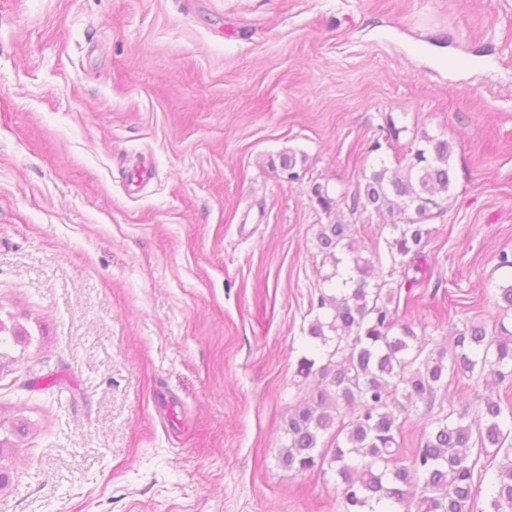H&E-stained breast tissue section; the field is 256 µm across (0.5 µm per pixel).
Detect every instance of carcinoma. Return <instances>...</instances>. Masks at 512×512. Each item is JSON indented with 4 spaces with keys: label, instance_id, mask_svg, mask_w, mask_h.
Listing matches in <instances>:
<instances>
[{
    "label": "carcinoma",
    "instance_id": "1",
    "mask_svg": "<svg viewBox=\"0 0 512 512\" xmlns=\"http://www.w3.org/2000/svg\"><path fill=\"white\" fill-rule=\"evenodd\" d=\"M453 148L425 134L398 165L376 159L351 193V212L373 209L397 213L390 225L388 283L374 280L375 264L352 236L351 225L333 220L319 225L317 243L333 266L327 280L335 292L319 298L327 310L308 326L314 355L298 362L297 376L311 386L282 421L286 442L278 462L303 474L332 472L342 512H475L485 495L484 512H512V409L484 398L481 413L452 409L431 422L420 447L406 453L396 434L418 404L432 409L448 375L477 381L512 379V284L499 288L498 318L489 326L470 320L454 328L448 350L427 349L428 340L399 317L401 298H410L419 279L421 249L430 231L428 202L439 204L453 181ZM280 169L295 180L297 155H278ZM321 210L332 215L337 200L320 183L312 188ZM330 441H325V437ZM504 454V462L475 483L473 452Z\"/></svg>",
    "mask_w": 512,
    "mask_h": 512
}]
</instances>
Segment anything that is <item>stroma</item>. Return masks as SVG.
Listing matches in <instances>:
<instances>
[{"label": "stroma", "instance_id": "obj_1", "mask_svg": "<svg viewBox=\"0 0 512 512\" xmlns=\"http://www.w3.org/2000/svg\"><path fill=\"white\" fill-rule=\"evenodd\" d=\"M425 133L453 183L401 315L439 348L512 281V0H0V512H341L277 461L332 271L311 189ZM336 215L387 256L389 215Z\"/></svg>", "mask_w": 512, "mask_h": 512}]
</instances>
